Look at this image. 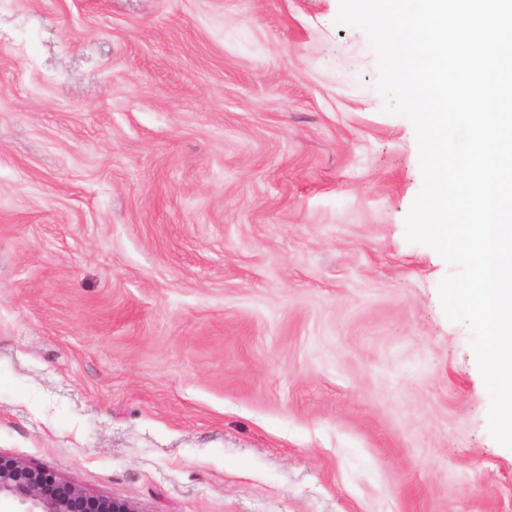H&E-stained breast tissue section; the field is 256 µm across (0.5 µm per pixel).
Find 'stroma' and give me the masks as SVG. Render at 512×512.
Segmentation results:
<instances>
[{
  "instance_id": "stroma-1",
  "label": "stroma",
  "mask_w": 512,
  "mask_h": 512,
  "mask_svg": "<svg viewBox=\"0 0 512 512\" xmlns=\"http://www.w3.org/2000/svg\"><path fill=\"white\" fill-rule=\"evenodd\" d=\"M338 11L0 0V453L143 512H512Z\"/></svg>"
}]
</instances>
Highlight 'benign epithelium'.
I'll list each match as a JSON object with an SVG mask.
<instances>
[{
    "mask_svg": "<svg viewBox=\"0 0 512 512\" xmlns=\"http://www.w3.org/2000/svg\"><path fill=\"white\" fill-rule=\"evenodd\" d=\"M143 512L132 502H112L70 485L50 472L0 454V512Z\"/></svg>",
    "mask_w": 512,
    "mask_h": 512,
    "instance_id": "benign-epithelium-1",
    "label": "benign epithelium"
}]
</instances>
